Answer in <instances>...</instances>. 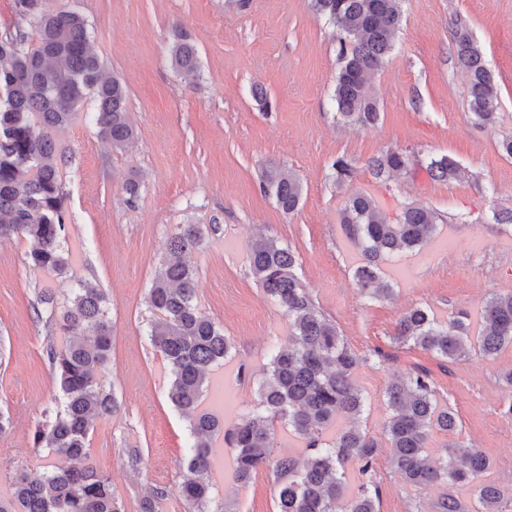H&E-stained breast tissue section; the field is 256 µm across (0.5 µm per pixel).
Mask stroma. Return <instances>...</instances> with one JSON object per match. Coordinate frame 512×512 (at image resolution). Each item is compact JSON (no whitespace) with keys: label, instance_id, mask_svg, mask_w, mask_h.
Instances as JSON below:
<instances>
[{"label":"stroma","instance_id":"1","mask_svg":"<svg viewBox=\"0 0 512 512\" xmlns=\"http://www.w3.org/2000/svg\"><path fill=\"white\" fill-rule=\"evenodd\" d=\"M88 23L90 46L107 73L124 82L134 139L115 150L102 142L81 104L55 135L62 167L66 242L71 272L32 270L31 243H0V496L14 476H38L57 465L34 447L35 427L55 413L59 388L44 355L82 277L105 294L112 350L104 385L117 409L94 421L89 452L109 474L125 512H137L145 491L176 489L185 468L189 422L170 403L169 367L150 343L146 303L155 273L179 224H211L214 232L190 254L201 288V312L224 329L231 349L210 374L234 404L201 409L229 426L256 409L259 387L274 348L288 341V319L252 277L247 246L264 233L289 246L296 272L316 306L334 320L363 363L354 374L365 398L361 428L383 434L390 415L388 385L411 366L432 373L436 399L456 417L453 433L434 431L431 448L451 441L481 450L489 480L512 487V391L501 379L512 370V347L497 355L449 362L393 340L409 308L430 309L442 321L457 311L478 319L492 295L512 293V226L496 213L512 210V157L501 149L512 137V0H402L403 23L383 68L372 80L379 112L369 128L338 120L333 101L339 68L334 29L308 0H46ZM462 17L481 47L499 87L494 125L475 124L469 84L458 67L451 21ZM194 43L199 75L178 73L170 62L174 31ZM271 103L262 109L253 92ZM391 150L410 158L409 171L378 180L369 157ZM452 157L456 177L436 181L431 159ZM354 159L356 176L337 187L332 164ZM290 169L303 186L298 208L283 212L264 192L262 172ZM139 184L126 203L125 185ZM371 196L390 221L423 205L440 221L421 249L383 256L379 272L394 293L375 300L359 294L354 271L363 256L339 214L349 194ZM55 310L39 309L44 289ZM223 453L211 479L209 507L230 512H276L271 468L245 483ZM374 479L379 512H434L442 487L406 483L379 448Z\"/></svg>","mask_w":512,"mask_h":512}]
</instances>
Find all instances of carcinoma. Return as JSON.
<instances>
[{"label":"carcinoma","instance_id":"carcinoma-1","mask_svg":"<svg viewBox=\"0 0 512 512\" xmlns=\"http://www.w3.org/2000/svg\"><path fill=\"white\" fill-rule=\"evenodd\" d=\"M309 7L335 28L339 70L333 100L346 123L373 126L378 120L370 94L373 75L383 66L403 21L401 0H308ZM21 19L36 32L28 43L21 26L0 37V239L24 236L31 240L30 267L56 274L70 268L65 246L68 216L64 209L61 161L64 155L54 132L68 126L86 98L94 101L92 122L97 136L114 149L124 148L134 131L126 107V88L117 76L104 74V65L89 49L87 21L69 9H50L46 0H16ZM459 67L469 78V109L475 122H495L499 89L487 60L466 22L453 23ZM175 69L198 70L197 51L188 38L176 35L171 47ZM332 167L336 184L354 177L356 166L337 158ZM372 176L383 180L407 171V155L386 151L366 161ZM426 171L434 180L456 176L457 162L443 155ZM265 192L285 212L302 198V184L288 169L264 175ZM438 214L410 206L395 224L375 201L353 193L341 213L348 235L363 248L367 263L355 271L359 293L387 299L392 288L377 272L384 254L423 247ZM212 227L181 224L170 238L167 260L147 294L154 314L149 337L171 371L168 397L190 421L186 473L177 491L149 489L139 512H162L175 495L190 512H208L210 502V439L218 431L214 420L196 414L211 367L223 360L231 345L224 329L197 306L200 281L185 259ZM250 272L264 294L288 317V345L277 348L260 386V410L242 417L224 431L235 449L237 478L245 482L260 467H273L278 479L277 512H378L380 488L373 480L378 443L356 421L364 398L353 374L361 359L352 351L312 294L295 273L294 252L272 237L249 244ZM65 342L49 340L46 357L62 393L55 417L34 433V445L64 459L37 479L18 475L11 499H0V512H125L115 497L110 477L91 460L88 434L96 418L112 415L114 398L104 388L111 351L105 296L92 283L79 280L70 307L63 315ZM396 341L409 342L437 357L455 361L477 352L492 356L512 346V294L493 295L481 310L480 331L469 335L462 316L443 323L425 308L407 310L396 329ZM391 411L384 427L392 468L414 485L448 486L436 505L438 512H499L505 491L479 478L490 461L476 448L452 442L440 451L428 450L434 429L452 432L455 416L435 400L431 371L409 369L386 389ZM344 417L349 425L336 439L322 442V431ZM291 428L305 441L301 456L272 457L271 435L277 424ZM357 469L358 486L349 490L350 468ZM465 487L473 500L459 497Z\"/></svg>","mask_w":512,"mask_h":512}]
</instances>
